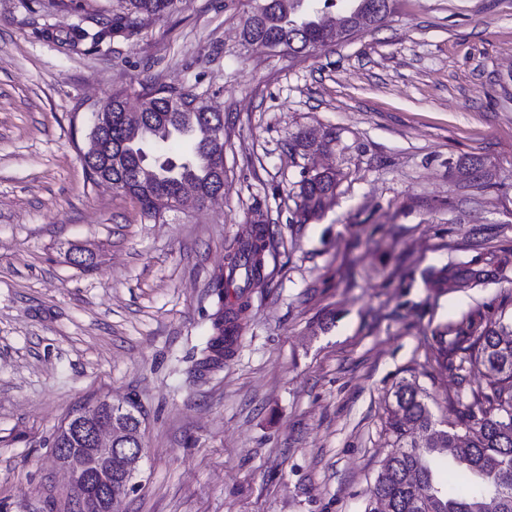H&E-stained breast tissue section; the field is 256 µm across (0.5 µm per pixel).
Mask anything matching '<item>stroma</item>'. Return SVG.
I'll use <instances>...</instances> for the list:
<instances>
[{
    "label": "stroma",
    "mask_w": 512,
    "mask_h": 512,
    "mask_svg": "<svg viewBox=\"0 0 512 512\" xmlns=\"http://www.w3.org/2000/svg\"><path fill=\"white\" fill-rule=\"evenodd\" d=\"M255 6L181 0L94 48L70 43L74 9L0 0V512H71L51 444L103 398L142 421L118 512H364L394 387L455 423L485 386L467 349L512 321V0H393L298 57L243 42ZM142 83L223 113V196L148 218L91 182L95 112ZM302 130L335 149L304 159ZM312 162L342 179L305 221ZM257 221L262 280L203 365L214 286ZM444 267L480 280L440 287Z\"/></svg>",
    "instance_id": "35a3bbf8"
}]
</instances>
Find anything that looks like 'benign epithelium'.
Returning a JSON list of instances; mask_svg holds the SVG:
<instances>
[{
    "label": "benign epithelium",
    "instance_id": "7a95c632",
    "mask_svg": "<svg viewBox=\"0 0 512 512\" xmlns=\"http://www.w3.org/2000/svg\"><path fill=\"white\" fill-rule=\"evenodd\" d=\"M131 402L115 404L100 400L71 416L59 435L70 440L68 448H53L55 460L68 472L75 498L76 512H115V506L134 486L142 448L134 449L136 459L124 466L122 486L112 491L113 444L121 437L139 442L140 420L126 425L124 416L134 415Z\"/></svg>",
    "mask_w": 512,
    "mask_h": 512
}]
</instances>
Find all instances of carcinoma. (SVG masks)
Returning a JSON list of instances; mask_svg holds the SVG:
<instances>
[{"mask_svg":"<svg viewBox=\"0 0 512 512\" xmlns=\"http://www.w3.org/2000/svg\"><path fill=\"white\" fill-rule=\"evenodd\" d=\"M122 11L78 7L93 23L71 33L75 40L101 43L112 32L134 27L141 15L160 16L178 8L182 0H117ZM389 0H265L243 22V37L266 40L290 55L315 54L344 39L346 24L371 20ZM138 115L128 116L124 95L114 93L101 111L112 113V188L131 196L143 213L155 217L175 210L189 185L199 198L222 187L215 169L222 160L206 137L211 123L221 117L205 110L192 94L140 84ZM172 142L183 146L175 158L167 154ZM338 174L308 169L300 182V209L304 219L316 215L336 195ZM269 232L253 230L234 252L230 271L243 276L235 309L214 322L216 336L206 350L221 357L226 336L245 309V292L261 280L262 252ZM443 283L461 288L479 278L476 271L441 270ZM469 363L495 375L490 385L474 394V402L458 425L445 429L428 403V394L403 381L389 404L391 450L367 492L365 512H512V330L496 323L469 346Z\"/></svg>","mask_w":512,"mask_h":512,"instance_id":"1","label":"carcinoma"}]
</instances>
